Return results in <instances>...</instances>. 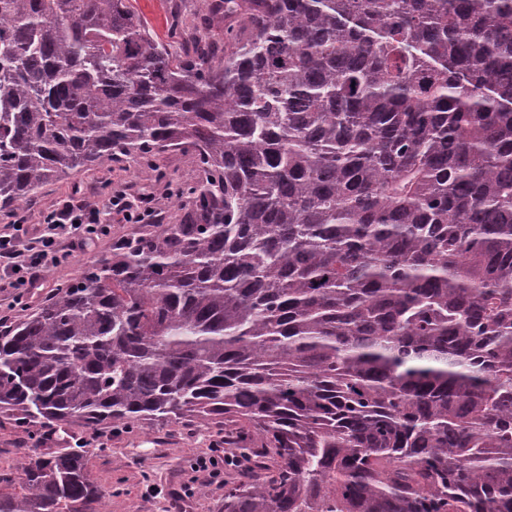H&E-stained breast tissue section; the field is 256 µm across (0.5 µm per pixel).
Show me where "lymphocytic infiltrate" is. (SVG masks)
<instances>
[{
    "mask_svg": "<svg viewBox=\"0 0 512 512\" xmlns=\"http://www.w3.org/2000/svg\"><path fill=\"white\" fill-rule=\"evenodd\" d=\"M152 202L146 194L129 200L122 191L97 201L74 194L43 213L38 235L20 222L0 226V284L12 290L13 304L34 298L49 272L109 235L106 216L146 224L155 214Z\"/></svg>",
    "mask_w": 512,
    "mask_h": 512,
    "instance_id": "lymphocytic-infiltrate-1",
    "label": "lymphocytic infiltrate"
}]
</instances>
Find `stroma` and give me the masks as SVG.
<instances>
[{
    "mask_svg": "<svg viewBox=\"0 0 512 512\" xmlns=\"http://www.w3.org/2000/svg\"><path fill=\"white\" fill-rule=\"evenodd\" d=\"M209 3L210 0H128L130 9L146 22L154 38L188 56L195 53V39L201 28H208L216 45L224 43V22L211 16ZM193 178V163L181 154H163L151 166L136 172L121 162L94 166L45 185L22 215L35 230L41 211L67 196L78 193L96 200L122 190L134 197L152 194L160 220L166 221L177 213L176 187ZM133 230L130 224L113 225L110 236L101 239L90 252L53 269L39 293L40 300H47L57 286L71 281L85 263L110 252L114 238ZM76 441L89 449L90 475L104 492L99 512H222L223 486H201L189 496L181 494L193 474L191 464L195 457L224 441L223 428L202 430L193 424H143L123 432L108 427L73 426L66 437L43 442L34 437L32 427H18L11 420H2L0 476L6 477L7 482L0 485V492L15 491L28 457H47Z\"/></svg>",
    "mask_w": 512,
    "mask_h": 512,
    "instance_id": "35a3bbf8",
    "label": "stroma"
}]
</instances>
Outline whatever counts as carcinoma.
I'll list each match as a JSON object with an SVG mask.
<instances>
[{"instance_id": "obj_1", "label": "carcinoma", "mask_w": 512, "mask_h": 512, "mask_svg": "<svg viewBox=\"0 0 512 512\" xmlns=\"http://www.w3.org/2000/svg\"><path fill=\"white\" fill-rule=\"evenodd\" d=\"M224 59L126 0H0V210L193 157L175 224L0 327V413L224 419V512H512V0H214ZM85 450L0 512H97Z\"/></svg>"}]
</instances>
